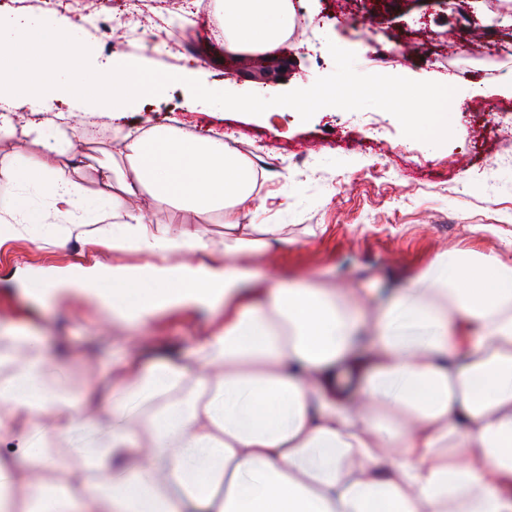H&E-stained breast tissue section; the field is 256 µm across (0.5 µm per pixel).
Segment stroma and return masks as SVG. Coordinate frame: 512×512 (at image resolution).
I'll list each match as a JSON object with an SVG mask.
<instances>
[{
	"label": "stroma",
	"mask_w": 512,
	"mask_h": 512,
	"mask_svg": "<svg viewBox=\"0 0 512 512\" xmlns=\"http://www.w3.org/2000/svg\"><path fill=\"white\" fill-rule=\"evenodd\" d=\"M79 24L77 35L91 57L114 52L159 75L173 76L203 63L196 76L209 98L187 106L185 87L169 83L146 102L131 129L168 125L184 134L223 132L241 155L256 141L268 146L270 172L257 191L259 224H284L289 243L275 248V262L262 266L270 280L327 271L357 288L370 302H383L417 270L443 251L479 248L498 254L512 238V135L504 136L498 111L512 109V58L495 62L500 46H512V11L501 0H383L381 13L359 0H293L294 32L267 55L269 70L253 77L248 54L221 52L214 34L221 24L217 4L192 6L190 20L171 18L160 0H61ZM140 9L157 44L119 30L104 31L96 14ZM380 32L372 54L360 49V29ZM449 83L445 127L437 136L414 129L410 100ZM277 100H300L293 112L256 111L246 103L259 91ZM378 124L382 139L364 140ZM97 124L101 138L63 157L79 166L85 200L100 205L92 169L116 152L121 138L108 114ZM60 228L41 227L43 243L10 241L0 249V306L17 310L18 328L65 347L72 365L69 385L84 382L78 368L95 363L106 378L112 334L102 330L107 306L76 288L39 297L34 278L78 279L82 269L108 271L140 264L139 256L91 250L72 239L53 245ZM213 315L188 308L166 310L128 333L155 347L188 346Z\"/></svg>",
	"instance_id": "stroma-1"
}]
</instances>
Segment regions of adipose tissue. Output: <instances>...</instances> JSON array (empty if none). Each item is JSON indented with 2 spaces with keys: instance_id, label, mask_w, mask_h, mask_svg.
Masks as SVG:
<instances>
[{
  "instance_id": "obj_1",
  "label": "adipose tissue",
  "mask_w": 512,
  "mask_h": 512,
  "mask_svg": "<svg viewBox=\"0 0 512 512\" xmlns=\"http://www.w3.org/2000/svg\"><path fill=\"white\" fill-rule=\"evenodd\" d=\"M232 53L266 55L296 25L291 0H222ZM69 15L0 13V142L25 136L41 162L0 171L44 183L67 236L139 266L90 273L115 318L144 324L185 305L223 307L187 349L144 361L122 337L106 392L76 399L39 336L0 331V512H512V240L503 254L441 253L388 304L310 277L267 287L243 259L285 241L251 215L256 172L222 135L167 126L120 139L100 165L108 201L88 211L80 173L58 163L76 136L39 114L76 97L122 120L164 78L112 54L85 76ZM217 213L148 224L136 205ZM45 213L0 194V245L37 242Z\"/></svg>"
}]
</instances>
